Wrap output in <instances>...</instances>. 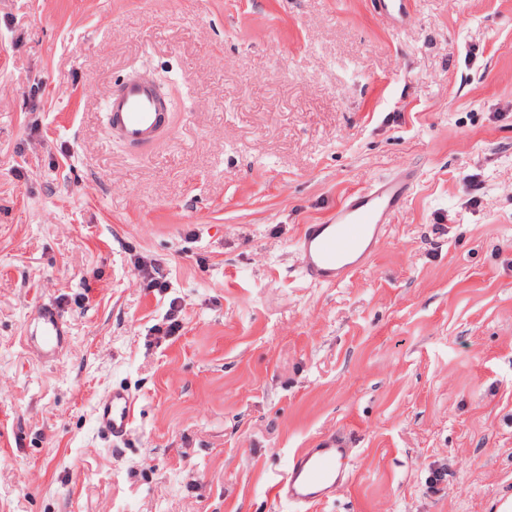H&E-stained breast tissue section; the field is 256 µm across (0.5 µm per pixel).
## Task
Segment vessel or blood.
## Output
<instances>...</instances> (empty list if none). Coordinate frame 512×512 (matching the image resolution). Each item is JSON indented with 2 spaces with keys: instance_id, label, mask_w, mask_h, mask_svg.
Returning <instances> with one entry per match:
<instances>
[{
  "instance_id": "1",
  "label": "vessel or blood",
  "mask_w": 512,
  "mask_h": 512,
  "mask_svg": "<svg viewBox=\"0 0 512 512\" xmlns=\"http://www.w3.org/2000/svg\"><path fill=\"white\" fill-rule=\"evenodd\" d=\"M105 112L109 132L135 146L152 144L169 121L160 92L135 75L112 93ZM416 177L415 170L407 169L377 181L348 196L324 223L303 225L297 246L303 276L335 285L368 267ZM29 336L40 357L58 358L68 342L67 322L56 306H42ZM134 405L126 388H112L94 405L98 429L112 439H123L132 424ZM349 477L347 439L336 433L295 452L275 491L280 501L303 512L329 499L337 484Z\"/></svg>"
}]
</instances>
